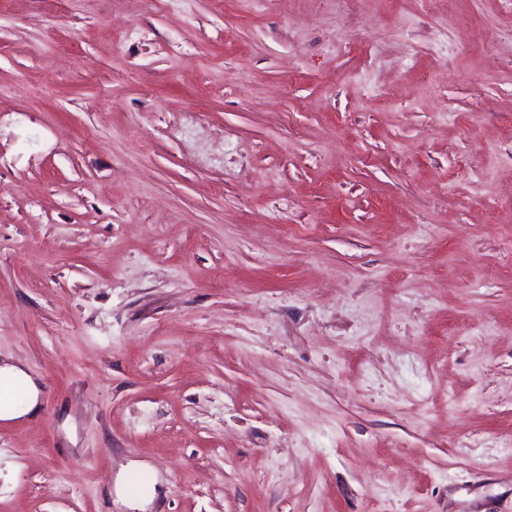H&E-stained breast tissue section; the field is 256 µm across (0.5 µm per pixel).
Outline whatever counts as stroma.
<instances>
[{
  "label": "stroma",
  "mask_w": 512,
  "mask_h": 512,
  "mask_svg": "<svg viewBox=\"0 0 512 512\" xmlns=\"http://www.w3.org/2000/svg\"><path fill=\"white\" fill-rule=\"evenodd\" d=\"M511 240L512 0H0V512H512ZM13 387L23 391L24 400L20 405L0 404V420L15 422L35 416L42 396L38 382L23 366L9 362L0 364V390L7 391Z\"/></svg>",
  "instance_id": "35a3bbf8"
}]
</instances>
